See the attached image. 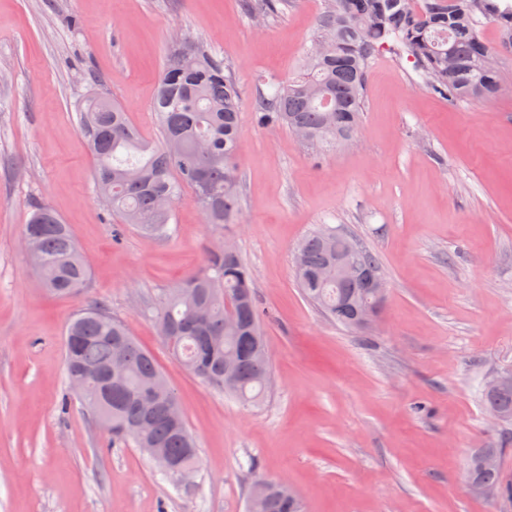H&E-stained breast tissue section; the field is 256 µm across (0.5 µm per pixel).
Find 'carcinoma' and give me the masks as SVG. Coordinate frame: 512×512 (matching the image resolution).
Returning <instances> with one entry per match:
<instances>
[{"instance_id":"cac0c4a2","label":"carcinoma","mask_w":512,"mask_h":512,"mask_svg":"<svg viewBox=\"0 0 512 512\" xmlns=\"http://www.w3.org/2000/svg\"><path fill=\"white\" fill-rule=\"evenodd\" d=\"M284 0H244L249 17L278 12ZM481 15L512 29V5L502 0H332L317 22L315 47L298 75L252 102L261 126L303 131L308 144L327 152L349 139L363 112L371 61L385 48L405 53L432 91L452 101L495 94L500 74L492 50L474 27ZM159 74L153 100L161 133L145 140L116 102L91 88L77 104L78 127L95 159L94 189L106 211L146 237L168 239L184 188L208 224L239 223L240 90L222 59L177 36ZM329 237H324V233ZM36 241L30 260L42 287L68 296L86 287L89 268L69 225L49 208L36 207L25 224ZM356 256L368 270H381L376 254L358 247L328 225L299 245L294 273L304 299L344 328L359 330L357 313L376 306L373 289L361 280L326 281L322 270L336 259ZM157 329L165 330L171 358L213 389L248 406L266 402L270 372L263 311L250 269L238 252L219 244L204 268L145 305ZM70 389H80L90 418L112 435V446L157 448L178 480L197 468L198 448L177 395L153 355L107 304L92 301L70 320L64 340ZM121 377L107 381L115 360ZM488 411L512 420V388L483 391ZM472 454L471 484L504 490L499 466L484 467ZM250 492L268 499V512H302L299 497L280 495L279 482L255 474Z\"/></svg>"}]
</instances>
